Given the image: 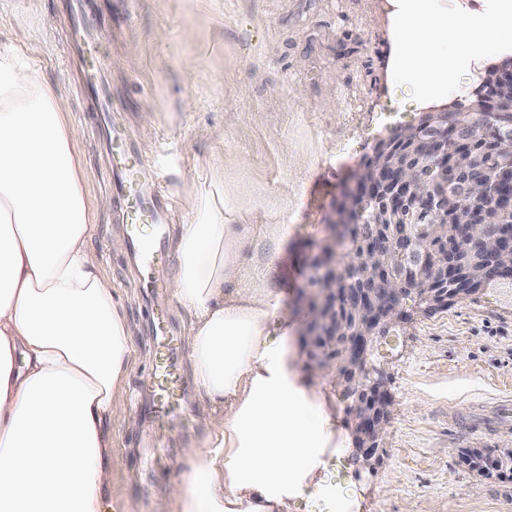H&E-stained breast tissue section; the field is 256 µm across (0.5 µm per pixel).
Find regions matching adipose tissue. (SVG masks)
Here are the masks:
<instances>
[{"label":"adipose tissue","mask_w":512,"mask_h":512,"mask_svg":"<svg viewBox=\"0 0 512 512\" xmlns=\"http://www.w3.org/2000/svg\"><path fill=\"white\" fill-rule=\"evenodd\" d=\"M384 82L417 109L453 100L467 74L512 53V0H380ZM90 171L60 87L0 34V512H125L105 505L113 414L126 401L136 326L90 248ZM224 177L183 197L171 237L173 300L203 403L167 512H361L327 480L347 438L304 376L282 292L246 262L286 224L224 218Z\"/></svg>","instance_id":"obj_1"}]
</instances>
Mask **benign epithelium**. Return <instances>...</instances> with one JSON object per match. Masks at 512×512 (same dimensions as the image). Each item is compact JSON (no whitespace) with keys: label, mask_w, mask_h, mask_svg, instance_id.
I'll return each mask as SVG.
<instances>
[{"label":"benign epithelium","mask_w":512,"mask_h":512,"mask_svg":"<svg viewBox=\"0 0 512 512\" xmlns=\"http://www.w3.org/2000/svg\"><path fill=\"white\" fill-rule=\"evenodd\" d=\"M512 85V65L490 69L481 77L466 106L425 112L416 124L400 125L378 142L354 176V188L337 209L330 224L333 242L348 234V225L409 224L414 231L392 235L376 233L361 258L366 268L362 284L349 291L346 307L357 313V324L336 329V320L323 308L313 312L309 326L340 350L342 365H330L337 380L352 395V418L357 451L368 460L383 440L392 402L382 374L372 360L373 341L406 318L411 300L431 315L455 300L475 295L495 283L512 282V225L489 224L475 205L464 204L448 220V183L460 172L448 173V140H467L470 123L500 111L501 95ZM466 112L468 121L448 124V112ZM490 193L504 211H512V167L492 170L490 179L476 185ZM459 225L457 238L477 267L448 266V250L436 254L433 243L448 241L443 225ZM312 294L336 304V273L320 271L313 278Z\"/></svg>","instance_id":"1"}]
</instances>
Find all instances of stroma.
Masks as SVG:
<instances>
[{"label":"stroma","mask_w":512,"mask_h":512,"mask_svg":"<svg viewBox=\"0 0 512 512\" xmlns=\"http://www.w3.org/2000/svg\"><path fill=\"white\" fill-rule=\"evenodd\" d=\"M376 0H88L86 24L104 61L103 83L117 110L112 122L124 149L159 166L173 221L186 224V191L224 174V196L239 221H279L287 207L293 230L268 282L284 294L297 330L310 318L301 296L312 262L328 242L329 224L375 142L398 123L417 120L392 105ZM0 31L17 37L58 84L91 171L87 193L101 203L91 240L106 276L124 299L139 333L125 411L112 429L111 497L127 512H164L183 451L202 433L200 400L189 380V352L176 341L183 398L162 428L146 419L153 395L150 319L161 308L174 333L186 316L170 295L149 304L140 261L110 247L124 232L121 201L109 190V145L96 99L75 75L70 0H0ZM139 49L130 57L129 46ZM302 370L313 389L335 398L343 430L350 401L308 346ZM392 398L384 440L371 460L346 448L340 472L364 499L363 512H512V470L481 475L463 450L512 452V432L484 435L453 425L451 410L493 408L512 396V288H488L411 320L374 343ZM137 411L127 426L126 410Z\"/></svg>","instance_id":"stroma-1"}]
</instances>
